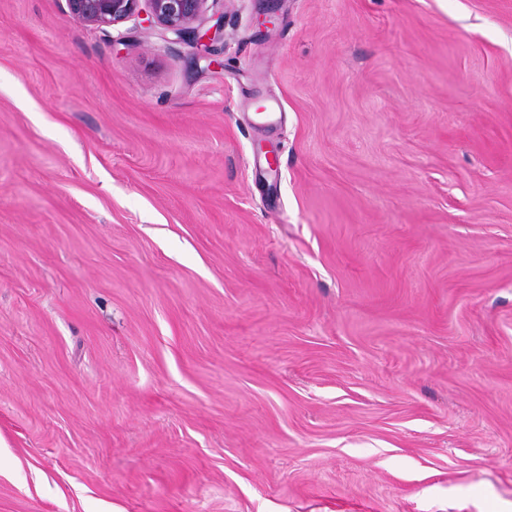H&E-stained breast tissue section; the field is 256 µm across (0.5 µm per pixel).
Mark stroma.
Segmentation results:
<instances>
[{
  "label": "stroma",
  "instance_id": "obj_1",
  "mask_svg": "<svg viewBox=\"0 0 512 512\" xmlns=\"http://www.w3.org/2000/svg\"><path fill=\"white\" fill-rule=\"evenodd\" d=\"M222 61L0 0V512H512V0Z\"/></svg>",
  "mask_w": 512,
  "mask_h": 512
}]
</instances>
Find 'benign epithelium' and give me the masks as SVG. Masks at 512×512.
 <instances>
[{"label":"benign epithelium","instance_id":"benign-epithelium-1","mask_svg":"<svg viewBox=\"0 0 512 512\" xmlns=\"http://www.w3.org/2000/svg\"><path fill=\"white\" fill-rule=\"evenodd\" d=\"M76 22L103 32L131 20L142 21L149 29L173 35L201 55L221 54L224 14L208 12L220 0H66Z\"/></svg>","mask_w":512,"mask_h":512}]
</instances>
